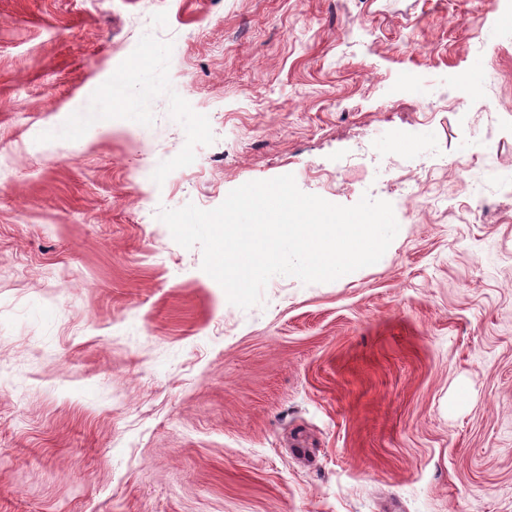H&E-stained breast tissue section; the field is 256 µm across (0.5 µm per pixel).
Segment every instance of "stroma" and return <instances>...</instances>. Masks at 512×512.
Returning <instances> with one entry per match:
<instances>
[{
  "label": "stroma",
  "mask_w": 512,
  "mask_h": 512,
  "mask_svg": "<svg viewBox=\"0 0 512 512\" xmlns=\"http://www.w3.org/2000/svg\"><path fill=\"white\" fill-rule=\"evenodd\" d=\"M286 174L404 232L243 309L159 212ZM0 512H512V0H0ZM133 63H135L136 65L133 66ZM140 67L141 59H137L134 62H132L125 71L126 79L124 81L123 86L118 88L111 87L103 93V97L108 107L112 108V106H115L121 109L125 107L126 98L124 94V85H126L134 77V75L138 72Z\"/></svg>",
  "instance_id": "obj_1"
}]
</instances>
